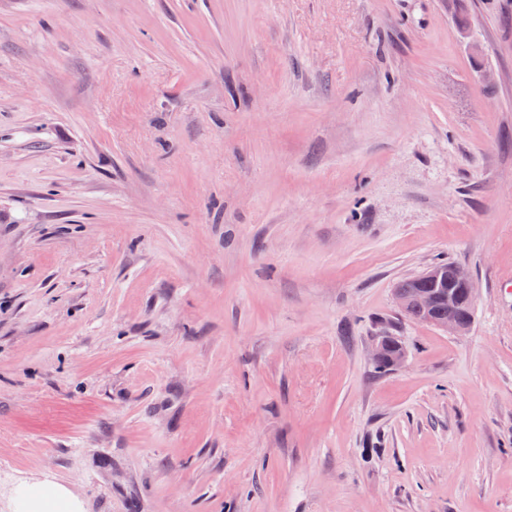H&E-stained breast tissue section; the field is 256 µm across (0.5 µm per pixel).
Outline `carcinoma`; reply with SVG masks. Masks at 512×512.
Masks as SVG:
<instances>
[{
    "label": "carcinoma",
    "mask_w": 512,
    "mask_h": 512,
    "mask_svg": "<svg viewBox=\"0 0 512 512\" xmlns=\"http://www.w3.org/2000/svg\"><path fill=\"white\" fill-rule=\"evenodd\" d=\"M453 270L452 264H437L419 276L401 281L395 288V296L400 301L401 315L437 327L450 321L472 323L473 292L454 281ZM421 291L432 294V301L427 306H420L417 300V295ZM386 340V357L381 362L373 364V368L378 372L392 369L390 359L403 348L402 342L396 336H388Z\"/></svg>",
    "instance_id": "obj_1"
}]
</instances>
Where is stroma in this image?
<instances>
[{
  "label": "stroma",
  "instance_id": "1",
  "mask_svg": "<svg viewBox=\"0 0 512 512\" xmlns=\"http://www.w3.org/2000/svg\"><path fill=\"white\" fill-rule=\"evenodd\" d=\"M462 4L0 0V512H512V0ZM445 262L460 336L395 302ZM385 338L388 342L386 349V357L379 363H374L383 357V339L377 340L371 349V360L374 363L373 368L377 372H385L392 369L390 359L398 352L399 349H404L402 342L397 336H380ZM28 491H34L36 495L41 499L43 505L48 510H45V512H57V511H64L67 510H60L61 508H66V500L69 499L68 493L64 492L62 488L58 487H50L45 486L40 483H34L30 486H26L23 488L18 489L17 495H16V509L15 512H27L28 510H24V499L25 495ZM52 503L53 506L58 507L57 509L48 508V504Z\"/></svg>",
  "mask_w": 512,
  "mask_h": 512
}]
</instances>
